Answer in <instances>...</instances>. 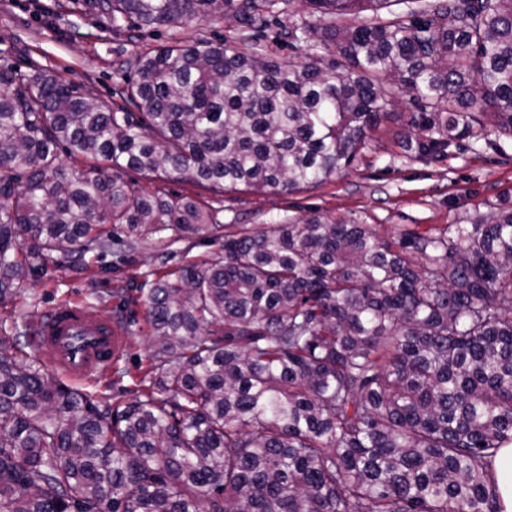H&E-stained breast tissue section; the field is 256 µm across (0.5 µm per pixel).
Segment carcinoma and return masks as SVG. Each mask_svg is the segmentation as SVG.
<instances>
[{
  "label": "carcinoma",
  "instance_id": "obj_1",
  "mask_svg": "<svg viewBox=\"0 0 512 512\" xmlns=\"http://www.w3.org/2000/svg\"><path fill=\"white\" fill-rule=\"evenodd\" d=\"M408 3L405 12L391 7ZM129 39L231 18L251 50L176 40L120 63L121 102L0 63V301L46 256L103 259L145 224L214 232L187 195L288 194L395 144L439 163L512 140V0H85ZM373 13L353 27L349 17ZM306 44L282 61L268 42ZM91 163L110 169L90 177ZM154 349L104 404L50 385L0 336V512H500L492 462L512 444V197L468 224L324 215L224 225V258L141 298Z\"/></svg>",
  "mask_w": 512,
  "mask_h": 512
}]
</instances>
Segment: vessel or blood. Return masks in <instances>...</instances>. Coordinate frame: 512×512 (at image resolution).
Instances as JSON below:
<instances>
[{"label":"vessel or blood","mask_w":512,"mask_h":512,"mask_svg":"<svg viewBox=\"0 0 512 512\" xmlns=\"http://www.w3.org/2000/svg\"><path fill=\"white\" fill-rule=\"evenodd\" d=\"M40 346L48 363L60 375L80 381L97 375L120 357L125 346L124 330L101 319L85 304L64 303L42 317Z\"/></svg>","instance_id":"b4317fda"}]
</instances>
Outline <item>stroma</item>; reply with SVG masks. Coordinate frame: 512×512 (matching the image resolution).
Wrapping results in <instances>:
<instances>
[{
  "label": "stroma",
  "mask_w": 512,
  "mask_h": 512,
  "mask_svg": "<svg viewBox=\"0 0 512 512\" xmlns=\"http://www.w3.org/2000/svg\"><path fill=\"white\" fill-rule=\"evenodd\" d=\"M223 26L197 21L142 31L128 40L112 33L109 19L85 10L81 0H0V60L35 66L83 84L108 98L122 86L120 59L165 44L171 39L212 38ZM399 122L373 134L347 170L318 188L293 194L229 189L221 195L186 181L155 179L134 171L128 179L146 192L194 197L211 209L218 224H251L269 229L285 219L322 214L348 223L375 225L380 237L395 236L404 224L422 227L454 224L487 213L499 196H512V143L500 150L480 148L453 153L443 162L426 164L400 153L392 135ZM224 254L219 231L189 238L180 226L163 231L143 227L135 249L96 263L92 255L53 257L48 280L23 277L18 296L0 303V332L12 331L61 303L95 306L107 321L119 307L141 315V307L124 306V296H138L162 276L189 262Z\"/></svg>",
  "instance_id": "1"
}]
</instances>
